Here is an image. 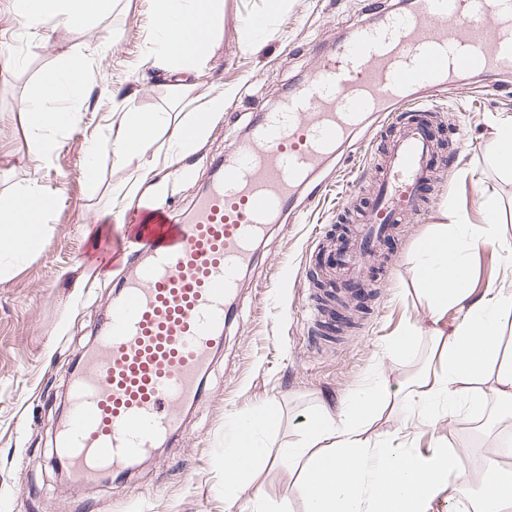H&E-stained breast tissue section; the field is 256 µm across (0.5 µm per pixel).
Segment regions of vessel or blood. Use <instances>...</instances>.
Listing matches in <instances>:
<instances>
[{
  "label": "vessel or blood",
  "mask_w": 512,
  "mask_h": 512,
  "mask_svg": "<svg viewBox=\"0 0 512 512\" xmlns=\"http://www.w3.org/2000/svg\"><path fill=\"white\" fill-rule=\"evenodd\" d=\"M512 71V0H406L383 8L356 39L320 55L306 82L248 136L233 143L187 220L170 221L150 201L132 206L122 236L103 247L101 269L137 260L109 317L70 377L69 409L55 438L73 484L123 473L198 405L203 379L224 343L240 275L276 216L293 213L298 191L364 115L401 125L373 178L376 195L340 266L362 279L443 172L414 90L448 86L461 73Z\"/></svg>",
  "instance_id": "vessel-or-blood-1"
}]
</instances>
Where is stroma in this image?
<instances>
[{"mask_svg":"<svg viewBox=\"0 0 512 512\" xmlns=\"http://www.w3.org/2000/svg\"><path fill=\"white\" fill-rule=\"evenodd\" d=\"M112 2L96 30H112L116 41L88 83L78 124L56 133L51 164L30 153L32 135L20 107L29 84L59 67L60 48L20 37L15 43L20 63L0 78V196L35 178L56 198L38 252L0 278V512H230L224 500L229 418L274 402L282 418L266 444L276 457L300 437L305 415L322 402L337 405L377 368H384L392 383L405 384L426 361L429 338H421L413 357L389 362L384 354L399 330L427 320L412 276L418 241L445 220L481 223V202L488 196L498 211L501 242H512V175L493 163L499 123L512 118V77L463 74L454 88L435 90L438 133L453 142L439 150L448 176L428 188L429 211L422 221L405 225L382 247L383 259L368 275L384 279L385 286L368 295L363 307L348 310L352 327L313 343L319 329L308 310L310 281L322 261L317 237L340 230L349 210L370 199L366 160L338 155L312 177L313 183H326L325 198L299 196V214L273 225L259 243L255 265L241 277L223 351L207 374L204 398L186 432L162 443L125 476L82 488L60 476L54 437L67 411L73 364L129 274L127 267L105 272L94 262L102 243L120 230L113 217L102 214L103 195L140 163L136 157L105 160L97 186L89 187L82 175L86 137L107 134L119 123L120 97L127 92L135 93L142 110L169 113L189 112L223 92V115L206 140L153 175L163 185L154 203L187 217L214 166L245 135L251 119L277 108L287 89L307 78L322 49L351 38L358 23L377 15L374 0H288L287 10L248 44L240 29L265 0H224L213 67L195 78L191 93L180 95L146 59L153 0ZM96 30L66 33L65 47L82 51ZM509 270L512 256L499 244L486 245L476 257L471 285L497 284ZM484 407L480 417L463 412L452 422L415 429V448L430 452L440 438L449 448L474 454L499 446L512 433V418L499 416L492 393H485ZM298 479L297 472L276 463L258 483L277 512H305L294 492Z\"/></svg>","mask_w":512,"mask_h":512,"instance_id":"obj_1","label":"stroma"}]
</instances>
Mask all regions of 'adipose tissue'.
<instances>
[{"mask_svg": "<svg viewBox=\"0 0 512 512\" xmlns=\"http://www.w3.org/2000/svg\"><path fill=\"white\" fill-rule=\"evenodd\" d=\"M112 8V0H13L17 26L35 32H69L77 24L93 27ZM155 23L147 56L176 92L188 91L194 76L209 69L211 38L224 24V0H154ZM112 46V34L100 32L93 45L77 54L62 51L64 64L51 81L36 79L27 88L23 111L27 126L38 131L33 150L50 161L51 132L75 125L77 114L64 100L84 94L98 57ZM134 95L122 101V117L107 138L89 137L83 170L96 184L105 160H142L125 181L113 186L105 214L121 217L158 165H172L202 142L224 110V95L208 98L187 121L135 107ZM52 199L37 182L0 198V264L11 266L32 256L45 233ZM498 240L496 215L486 209L480 224H436L418 245L413 276L426 325L405 327L389 343L386 355L399 360L414 354L422 334L434 342L438 368L421 369L409 389L391 385L386 375L353 390L337 411L319 407L310 413L299 440L282 449L280 459L301 478L296 494L306 512H434L437 503L470 496L474 512H512V472L503 470L498 450L461 458L445 444L431 454L411 448L406 422L433 427L461 408L482 413L483 389L493 391L501 416L512 418V355L505 354L500 321L512 314V279L483 291L471 288V269L479 248ZM398 414L402 427L375 432L384 414ZM280 418L266 405L237 419L224 450V498L245 512H269L268 499L255 490L241 501L242 487L265 470L270 453L263 432Z\"/></svg>", "mask_w": 512, "mask_h": 512, "instance_id": "adipose-tissue-1", "label": "adipose tissue"}]
</instances>
